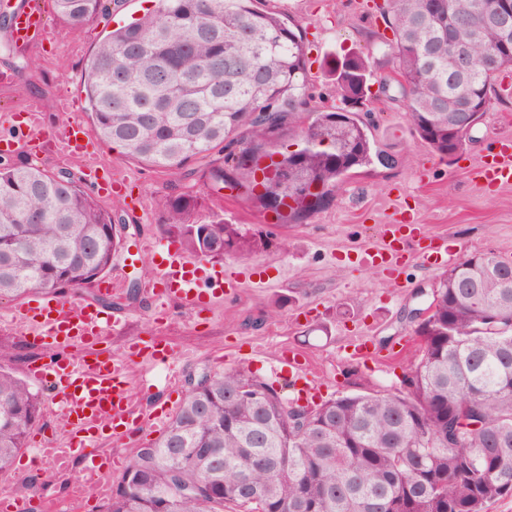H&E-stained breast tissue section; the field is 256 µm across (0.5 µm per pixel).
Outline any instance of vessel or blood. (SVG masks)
Instances as JSON below:
<instances>
[{"instance_id": "1", "label": "vessel or blood", "mask_w": 512, "mask_h": 512, "mask_svg": "<svg viewBox=\"0 0 512 512\" xmlns=\"http://www.w3.org/2000/svg\"><path fill=\"white\" fill-rule=\"evenodd\" d=\"M49 27L45 0H24L12 25V38L26 42L46 33ZM46 135L38 107L27 106L24 115L12 112L0 114V154L11 155L20 145L37 143ZM56 143L64 152L87 160V181L96 190L110 188L111 183L100 176L96 163L99 144L80 124L68 125L57 137ZM474 174L483 186L500 188L512 185V137L497 139L496 145L481 157ZM419 226L404 219L402 213L380 225L375 242L361 250L363 262L397 278L401 268L412 258H419L426 267L439 268L453 263L456 250L448 245L447 237L431 234L427 244L415 247ZM160 261L155 278L159 287L158 308H165L170 297H178L187 306H213L237 294L244 288L267 287V280L252 275L225 273L223 267H213L206 277L195 273V258L158 246ZM14 320L26 328L33 340L53 354L50 362L33 361L26 374L30 381L43 387L55 415L63 422L68 435L64 447L56 449L53 457H45L46 440H37L28 454L30 461L44 463L51 470L69 469L76 449H85L82 481H90L99 474L104 457L100 441L111 445L125 444L132 423L164 429L171 409L165 404L134 408L128 375V358L162 362L166 350L157 339L133 343L129 355H116L105 343L116 323L103 306L93 303L66 301L52 293L43 294L35 302L23 303L15 312ZM290 384L299 398L315 397L321 382L309 375L306 359L292 356L288 359Z\"/></svg>"}]
</instances>
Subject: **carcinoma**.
I'll return each instance as SVG.
<instances>
[{
	"mask_svg": "<svg viewBox=\"0 0 512 512\" xmlns=\"http://www.w3.org/2000/svg\"><path fill=\"white\" fill-rule=\"evenodd\" d=\"M154 8L109 32L84 72L93 134L131 159L181 173L218 149L232 158L204 177L255 207L286 197L297 224L332 199L345 179L382 162L370 126L346 106L370 81L401 80L400 99L417 136L442 158L465 149L448 138V97L493 100L512 74V49L487 29L471 50L470 77H448L454 21L472 19L475 0H383L392 38L382 58L353 53L329 69L341 105H310L304 37L288 16L257 0H153ZM112 0H54L73 28L109 14ZM306 143L297 156L281 140ZM281 156L276 176L253 192L252 162ZM202 199L166 197L162 232L190 255L249 259L261 239L236 224L200 218ZM112 211L74 173L0 163V300L31 291L62 297L102 278L123 248ZM499 265L491 272L485 259ZM418 329L417 361L401 389H367L311 407L239 368L210 371L187 391L159 438L136 449L102 512H485L512 497V262L475 254L444 271ZM0 342V473L6 471L43 401L8 362Z\"/></svg>",
	"mask_w": 512,
	"mask_h": 512,
	"instance_id": "1",
	"label": "carcinoma"
}]
</instances>
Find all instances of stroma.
I'll return each instance as SVG.
<instances>
[{
	"label": "stroma",
	"mask_w": 512,
	"mask_h": 512,
	"mask_svg": "<svg viewBox=\"0 0 512 512\" xmlns=\"http://www.w3.org/2000/svg\"><path fill=\"white\" fill-rule=\"evenodd\" d=\"M260 8L286 12L300 24L308 44L323 42L322 52H309L314 77L311 104H335L334 81L328 64L349 52L375 49L386 25L380 15L368 14L361 0H260ZM152 0H116L108 17L75 29L51 17L45 38L15 43L12 55L0 53V113L17 112L30 101L42 104L47 133L73 122H86L88 104L81 73L89 56L107 32L152 9ZM29 66L16 74L21 61ZM74 103L73 112H58L59 101ZM368 119L382 149L396 156L397 166H374L353 177L335 200L302 223L282 226L272 212L260 210L224 190L210 193L202 174L223 165L222 152L188 163L181 179L128 159L119 149L102 144L99 159L113 176L126 180L142 205L133 209L128 198H101L102 207L124 215L128 224L124 249L139 253L134 264L115 257L108 273L114 288L111 312L119 321L110 348L127 353L133 337H164L172 347L170 365L134 362L133 380L148 376L163 397L183 400L188 373L238 366L248 360L250 372L270 378L279 358L300 353L311 372L326 381L323 398L357 393L366 387L393 393L413 359L409 312L423 306L420 287L437 282L440 272L410 261L397 280H388L356 258L362 246L376 237L377 227L393 212L394 198L405 204L428 232L446 235L462 256L492 252L512 259V187L485 189L472 174L474 161L503 135H512V95L493 102L472 130L471 141L459 154L439 159L414 135L402 104L382 101ZM204 196L202 217L218 214L240 225L265 243L247 261L228 256L225 271L240 264L260 272L270 287L242 289L209 311H198L170 298L165 313L154 310L153 247L162 241L163 200L178 191ZM138 284L136 302H128L130 284ZM364 336L373 350L390 356L388 365L357 361L348 343Z\"/></svg>",
	"instance_id": "obj_1"
}]
</instances>
